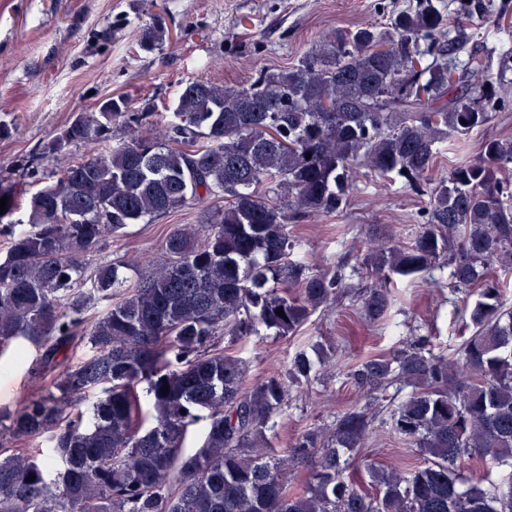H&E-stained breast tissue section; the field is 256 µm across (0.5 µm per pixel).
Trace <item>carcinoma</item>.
Returning <instances> with one entry per match:
<instances>
[{"instance_id":"obj_1","label":"carcinoma","mask_w":512,"mask_h":512,"mask_svg":"<svg viewBox=\"0 0 512 512\" xmlns=\"http://www.w3.org/2000/svg\"><path fill=\"white\" fill-rule=\"evenodd\" d=\"M482 9L415 0L388 26L326 35L249 85L189 80L168 115L133 112L114 95L112 107L73 116L41 152L82 148L80 158L39 177L33 192L0 184V355L32 344L42 351L34 377L54 387L9 418L0 512H512V307L500 287L512 273V138L483 139L431 192L412 241L364 258L373 321L391 307L396 278L448 266L453 286L476 289L473 331L454 360L423 337L347 373L372 391L414 387L385 425L424 465L370 471L374 494L345 476L383 412L376 397L327 432L298 433L282 454L264 447L290 387L314 380L328 353L300 351L286 372L248 387L233 351L262 331L295 334L347 287L291 258L289 225L343 208L360 167L422 190L439 145L491 122L506 88L467 48V23ZM169 37L154 25L141 44ZM219 198L224 210L174 226L159 258L89 267L128 225ZM79 347L90 356L73 363ZM200 423L202 442L189 449ZM41 437L46 455L24 448ZM308 458L312 480L293 492L288 468ZM474 458L498 468L485 488L465 487Z\"/></svg>"}]
</instances>
